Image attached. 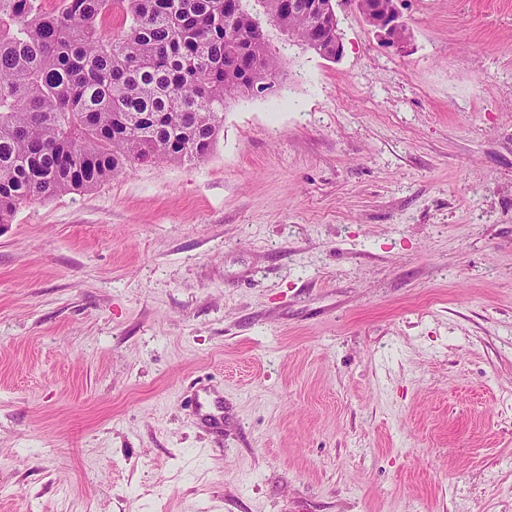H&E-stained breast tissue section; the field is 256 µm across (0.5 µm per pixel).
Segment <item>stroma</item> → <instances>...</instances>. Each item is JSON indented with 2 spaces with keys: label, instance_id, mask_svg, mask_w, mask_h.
<instances>
[{
  "label": "stroma",
  "instance_id": "stroma-1",
  "mask_svg": "<svg viewBox=\"0 0 512 512\" xmlns=\"http://www.w3.org/2000/svg\"><path fill=\"white\" fill-rule=\"evenodd\" d=\"M401 10L0 224V512H512V0ZM358 9L363 14L365 20L375 32L390 46L403 48L407 39L406 26L402 20L398 0H393L391 10L382 11L374 1H355ZM362 2V9L359 3Z\"/></svg>",
  "mask_w": 512,
  "mask_h": 512
}]
</instances>
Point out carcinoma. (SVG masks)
Masks as SVG:
<instances>
[{
  "label": "carcinoma",
  "instance_id": "cac0c4a2",
  "mask_svg": "<svg viewBox=\"0 0 512 512\" xmlns=\"http://www.w3.org/2000/svg\"><path fill=\"white\" fill-rule=\"evenodd\" d=\"M262 14L300 47L312 34L288 0H0V224L136 163L205 158L247 73L286 76Z\"/></svg>",
  "mask_w": 512,
  "mask_h": 512
}]
</instances>
